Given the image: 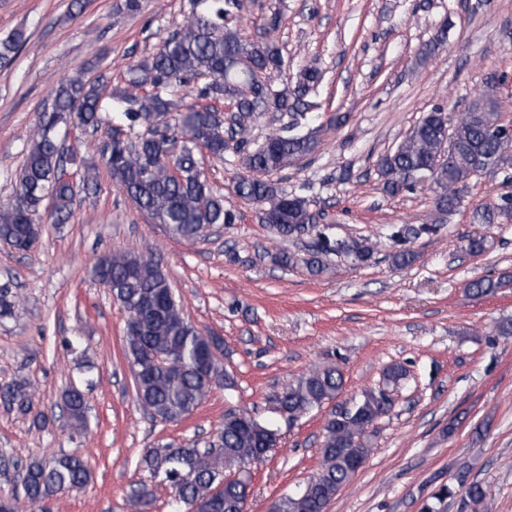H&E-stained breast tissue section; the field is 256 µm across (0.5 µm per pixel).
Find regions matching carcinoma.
Wrapping results in <instances>:
<instances>
[{"label":"carcinoma","mask_w":512,"mask_h":512,"mask_svg":"<svg viewBox=\"0 0 512 512\" xmlns=\"http://www.w3.org/2000/svg\"><path fill=\"white\" fill-rule=\"evenodd\" d=\"M184 24L176 29L151 56L134 62L127 70L130 89L103 96L96 79L71 78L54 91L50 106L38 113L31 145L13 188L12 196L0 202V240L18 251L33 247L32 227L43 217L45 197L54 200L50 218L64 223L73 211L77 191L64 179L67 154L62 141L71 126L99 129L108 127L101 156L112 181L122 189L153 223L165 225L186 241H194L217 224H233L236 215L224 206V196L212 190L198 168L196 150L206 149L224 156L232 139L224 130V117L213 107L179 105L180 91L202 100L235 102L239 112H255L268 103L276 112H297L308 108L303 100L320 80L314 67L303 69L297 85L275 88L256 79V72H278L282 55L274 38L280 16L273 12L264 23V35L245 41L233 26V19L248 6V0H191ZM24 44L23 33L0 39V65H8ZM500 102L496 83L489 81L482 94L445 131L444 110L425 115L397 148L382 156L378 171L387 187L400 191L408 173L433 171L432 183L440 213L459 204L460 188L476 175L477 164L501 170L512 163V139L499 124ZM179 113L171 125L167 116ZM318 147L316 133L305 135L273 132L256 147L239 140L245 172L236 176L234 191L262 210L266 222L282 240L313 234L315 250L298 259L280 252L272 261L282 267L302 262L312 276L322 275L324 257L334 254L360 266L370 263L376 248L366 240L344 239L341 243L312 223L311 200L290 193L277 183L256 174H274L313 154ZM512 219V200H500L474 213L477 224H495ZM94 277L125 310L124 352L133 368L137 398L152 414L164 421H177L191 414L213 387V373L219 362L212 357L203 333L188 321L177 301L168 277L147 249L120 252L98 260ZM506 282L489 276L471 280L468 291L484 297L496 294ZM342 372L335 366L314 367L292 380L277 395L276 403L295 422L310 411L336 398L343 388ZM33 390L25 382L0 387V403L26 415L32 410ZM389 398L379 399L366 391L354 403L353 413L343 419L328 417L324 425L321 466L317 474L298 490L273 503L272 512H328L336 494L358 472L357 461L368 457L363 426L386 414ZM63 410L70 427H85L86 399L77 388L63 396ZM275 429L249 412L229 413L215 439L203 448L193 441L173 455L169 447L155 448L144 456L153 476L170 487L173 498L186 512H245L250 482L228 483L216 494L212 490L224 477V468L249 466L266 459L277 445ZM23 472V498L0 500V512H20V504L43 507L60 493L88 486L91 473L84 459L61 455L49 462L34 459L21 464L0 456V475L9 478L13 469ZM464 489L471 512H489L490 490L480 482L457 477V484L439 489L435 502L425 512H438L443 501Z\"/></svg>","instance_id":"1"}]
</instances>
